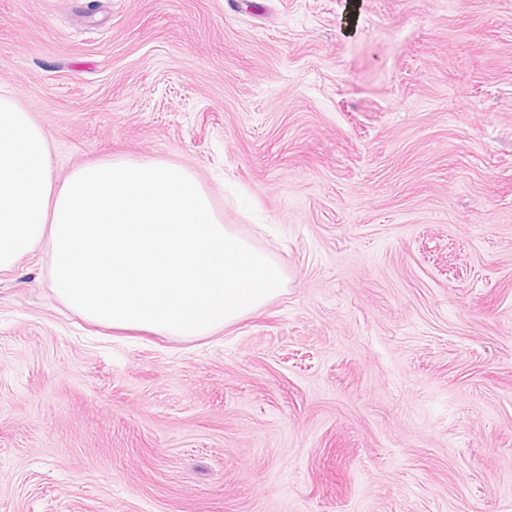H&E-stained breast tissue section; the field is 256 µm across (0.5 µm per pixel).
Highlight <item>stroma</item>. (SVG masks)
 I'll list each match as a JSON object with an SVG mask.
<instances>
[{
  "mask_svg": "<svg viewBox=\"0 0 512 512\" xmlns=\"http://www.w3.org/2000/svg\"><path fill=\"white\" fill-rule=\"evenodd\" d=\"M3 91L285 282L185 341L0 273V512H512V0H0Z\"/></svg>",
  "mask_w": 512,
  "mask_h": 512,
  "instance_id": "35a3bbf8",
  "label": "stroma"
}]
</instances>
